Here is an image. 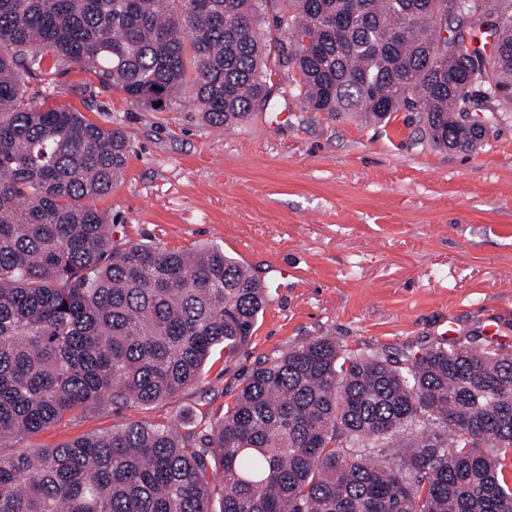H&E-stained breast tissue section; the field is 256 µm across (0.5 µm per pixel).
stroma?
<instances>
[{
	"mask_svg": "<svg viewBox=\"0 0 512 512\" xmlns=\"http://www.w3.org/2000/svg\"><path fill=\"white\" fill-rule=\"evenodd\" d=\"M42 97L129 139L123 180L98 203L116 241L223 244L271 296L248 348L228 362L212 354L177 394L100 404L7 453L130 421H221L257 364L320 336L361 352L449 336L512 354V112L490 116L482 146L458 152L422 139L415 113L334 119L288 93L231 129L206 124L192 105L133 107L78 70Z\"/></svg>",
	"mask_w": 512,
	"mask_h": 512,
	"instance_id": "stroma-1",
	"label": "stroma"
}]
</instances>
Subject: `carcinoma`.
I'll return each mask as SVG.
<instances>
[{
    "mask_svg": "<svg viewBox=\"0 0 512 512\" xmlns=\"http://www.w3.org/2000/svg\"><path fill=\"white\" fill-rule=\"evenodd\" d=\"M75 69L226 128L286 80L312 112L407 110L434 145L472 151L485 114L512 112V0H0V443L173 396L216 348L243 352L268 301L221 245L112 239L97 203L125 133L28 88ZM501 448L512 354L322 336L259 363L220 422L0 454V512H212L217 488L221 512H512Z\"/></svg>",
    "mask_w": 512,
    "mask_h": 512,
    "instance_id": "carcinoma-1",
    "label": "carcinoma"
}]
</instances>
